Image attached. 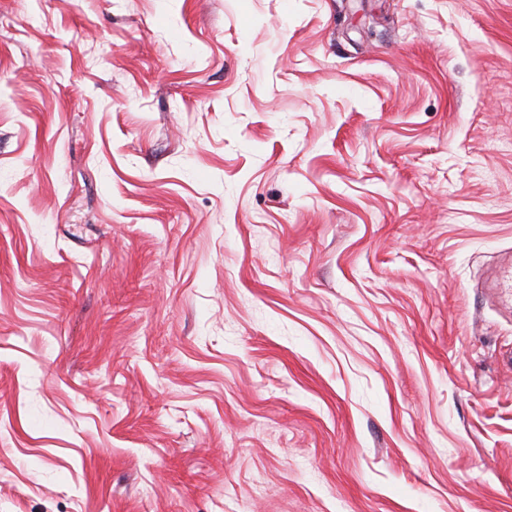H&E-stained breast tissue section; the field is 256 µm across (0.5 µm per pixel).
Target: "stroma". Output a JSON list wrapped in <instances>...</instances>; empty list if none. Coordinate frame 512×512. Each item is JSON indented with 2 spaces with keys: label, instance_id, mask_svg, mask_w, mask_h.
<instances>
[{
  "label": "stroma",
  "instance_id": "35a3bbf8",
  "mask_svg": "<svg viewBox=\"0 0 512 512\" xmlns=\"http://www.w3.org/2000/svg\"><path fill=\"white\" fill-rule=\"evenodd\" d=\"M512 0H0V512H512Z\"/></svg>",
  "mask_w": 512,
  "mask_h": 512
}]
</instances>
